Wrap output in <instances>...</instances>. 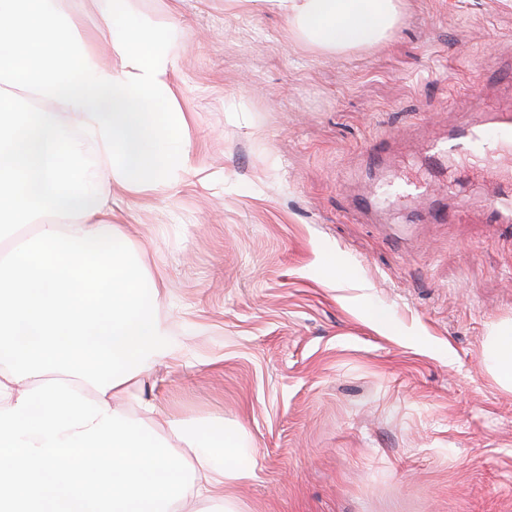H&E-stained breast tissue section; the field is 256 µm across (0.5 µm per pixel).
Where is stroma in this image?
<instances>
[{"label": "stroma", "instance_id": "35a3bbf8", "mask_svg": "<svg viewBox=\"0 0 512 512\" xmlns=\"http://www.w3.org/2000/svg\"><path fill=\"white\" fill-rule=\"evenodd\" d=\"M119 65L99 0H66ZM165 34L191 170L114 192L130 252L163 277L173 357L141 375L191 432L237 435V512H512V391L486 359L512 320V228L488 223L512 157L453 158L472 199L361 208L369 183L430 181L455 103L512 110V0H403L379 44L323 52L258 0H129Z\"/></svg>", "mask_w": 512, "mask_h": 512}]
</instances>
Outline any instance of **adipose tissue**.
Here are the masks:
<instances>
[{"instance_id":"obj_1","label":"adipose tissue","mask_w":512,"mask_h":512,"mask_svg":"<svg viewBox=\"0 0 512 512\" xmlns=\"http://www.w3.org/2000/svg\"><path fill=\"white\" fill-rule=\"evenodd\" d=\"M270 2L291 35L326 52L377 44L402 17L401 0ZM100 6L117 67L65 0H0V241L37 228L0 264V512H176L224 501L243 477L226 465L223 422L183 456L117 404L173 348L108 192L165 189L189 155L166 47L129 22L127 0ZM89 142L102 160L93 175L73 167Z\"/></svg>"}]
</instances>
